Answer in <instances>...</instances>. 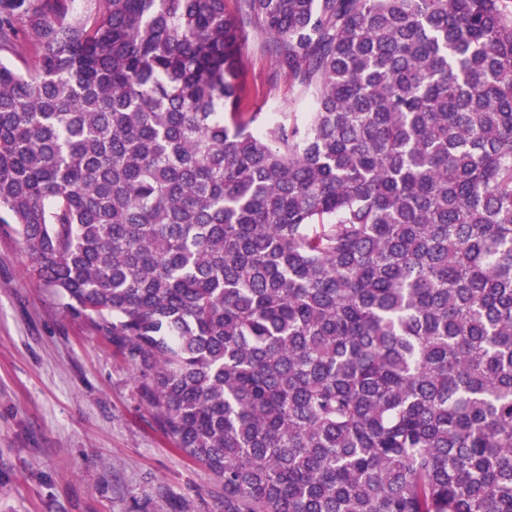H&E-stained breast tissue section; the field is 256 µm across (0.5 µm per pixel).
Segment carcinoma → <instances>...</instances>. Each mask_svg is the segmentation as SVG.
I'll return each instance as SVG.
<instances>
[{
  "mask_svg": "<svg viewBox=\"0 0 512 512\" xmlns=\"http://www.w3.org/2000/svg\"><path fill=\"white\" fill-rule=\"evenodd\" d=\"M70 4L0 0V229L224 512H512V0ZM241 57L244 65L245 85L249 92L250 112H260L259 123L280 120L288 115L298 120L305 117L308 105L299 97L295 87L288 79L280 77L272 80L274 64L265 55L256 42L249 39L241 45Z\"/></svg>",
  "mask_w": 512,
  "mask_h": 512,
  "instance_id": "carcinoma-1",
  "label": "carcinoma"
}]
</instances>
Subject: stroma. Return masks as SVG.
I'll return each mask as SVG.
<instances>
[{
    "label": "stroma",
    "instance_id": "35a3bbf8",
    "mask_svg": "<svg viewBox=\"0 0 512 512\" xmlns=\"http://www.w3.org/2000/svg\"><path fill=\"white\" fill-rule=\"evenodd\" d=\"M260 122L307 104L254 40L241 45ZM0 512H224V484L156 426L135 369L0 230Z\"/></svg>",
    "mask_w": 512,
    "mask_h": 512
}]
</instances>
